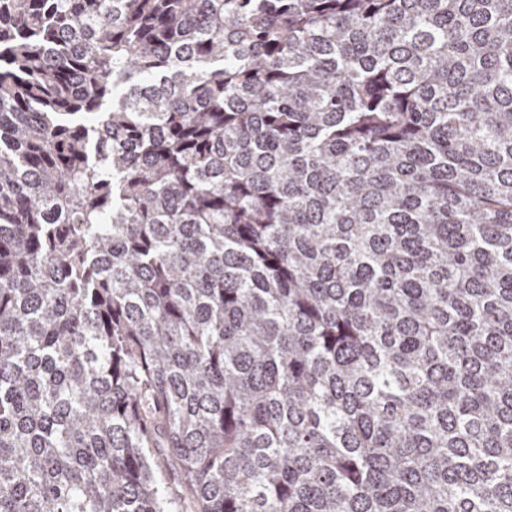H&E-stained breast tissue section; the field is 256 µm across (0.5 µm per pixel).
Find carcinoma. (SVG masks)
<instances>
[{
  "mask_svg": "<svg viewBox=\"0 0 512 512\" xmlns=\"http://www.w3.org/2000/svg\"><path fill=\"white\" fill-rule=\"evenodd\" d=\"M512 512V0H0V512Z\"/></svg>",
  "mask_w": 512,
  "mask_h": 512,
  "instance_id": "carcinoma-1",
  "label": "carcinoma"
}]
</instances>
